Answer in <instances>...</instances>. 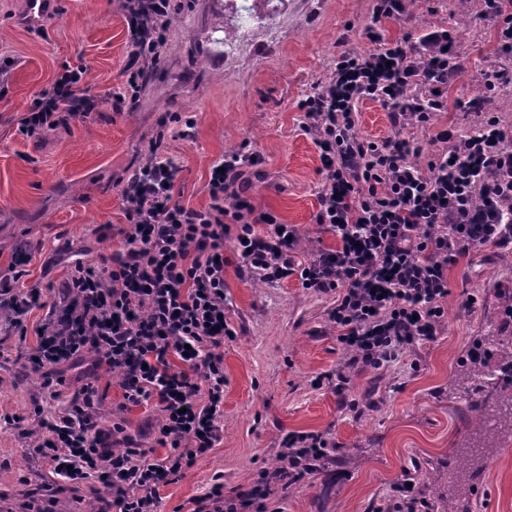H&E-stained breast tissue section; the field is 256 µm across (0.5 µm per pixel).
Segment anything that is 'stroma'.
Listing matches in <instances>:
<instances>
[{
	"instance_id": "1",
	"label": "stroma",
	"mask_w": 512,
	"mask_h": 512,
	"mask_svg": "<svg viewBox=\"0 0 512 512\" xmlns=\"http://www.w3.org/2000/svg\"><path fill=\"white\" fill-rule=\"evenodd\" d=\"M26 0H0V56L13 58L0 90V277L9 274L15 248L35 247L21 282L60 284L65 263L45 270L52 254L90 258L108 249L99 229L125 221L117 183L147 161L145 149L169 113L193 117L187 136L167 139L164 154L179 170L176 200L202 209L210 202L209 170L242 143L264 158L245 187L259 211L296 225L301 253L332 248L336 239L314 220L319 152L303 135L298 101L331 73L337 54L362 51L372 0H281L268 11L253 0L256 16L243 46L225 50L233 36L235 0H182L170 18L165 58L147 69L139 100L128 108L112 101L127 80L131 46L122 0H57L42 28L21 22ZM483 0H409L389 21L399 37L431 27L452 28L461 67L448 83V109L430 125L410 128L428 142L437 127L467 132L478 120L466 103L492 66L512 71V53L498 52ZM85 66L83 92L96 106L40 138L23 135L19 120L36 93L49 88L62 66ZM448 299L435 343L400 353L378 370L348 367V354L330 320L335 295L301 288L297 280L270 283L224 268V307L235 336L224 341V431L192 469L159 490L160 512H193L213 477L228 492L249 490L259 473L278 464L289 432H325L336 444L331 461L300 483L275 490L280 512H392V488L412 478L419 512H428L425 471L455 469L481 396H452V377L468 363L480 337L512 333V252L486 246L448 267ZM477 298L464 308V293ZM18 339L0 334V414L28 417L40 394L39 374L17 361ZM350 379L340 398L330 380L337 369ZM106 422L142 441L155 410L126 404L119 378L98 372ZM17 436L0 432V512H16L28 484L42 482ZM460 512H512V451L467 478Z\"/></svg>"
}]
</instances>
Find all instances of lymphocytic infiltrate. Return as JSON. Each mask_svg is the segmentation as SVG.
<instances>
[{"mask_svg":"<svg viewBox=\"0 0 512 512\" xmlns=\"http://www.w3.org/2000/svg\"><path fill=\"white\" fill-rule=\"evenodd\" d=\"M177 0H124L128 75L119 102L136 103L146 64H159ZM406 0H375L365 51L340 52L327 81L301 98L302 131L319 152L321 181L315 221L336 239L332 249L300 256L295 225L257 211L241 180L262 156L248 145L225 153L208 181L210 203L194 209L174 198L176 170L162 152L168 132L193 127V118L168 115L150 142L148 162L122 180L126 222L109 251L79 259L52 302L40 286L20 287L29 244L15 249L12 276L0 278V318L26 342L27 316L44 310L27 363L43 377L32 414L37 429L18 418L6 425L27 439L50 481L29 489L27 512H54L59 493L101 481L112 499L101 512H158L159 489L184 475L212 448L224 427V241L232 239L241 273L269 282L296 278L314 293L335 294L331 318L353 368L382 367L404 348L438 336L448 296V266L474 249L512 251V129L470 107L480 120L466 133L437 131L438 151L407 138L448 109V80L457 65L456 39L437 26L419 36L390 38L385 24L399 19ZM84 68L63 67L19 120L21 132L40 137L94 108L80 94ZM377 100L396 133L359 135L356 106ZM85 363L76 382L68 368ZM120 376L124 399L160 412L152 449H116L102 427L103 395L96 371ZM277 479L294 483L329 459L333 444L321 433L282 441ZM198 512H268L266 494L225 495L214 482Z\"/></svg>","mask_w":512,"mask_h":512,"instance_id":"lymphocytic-infiltrate-1","label":"lymphocytic infiltrate"}]
</instances>
